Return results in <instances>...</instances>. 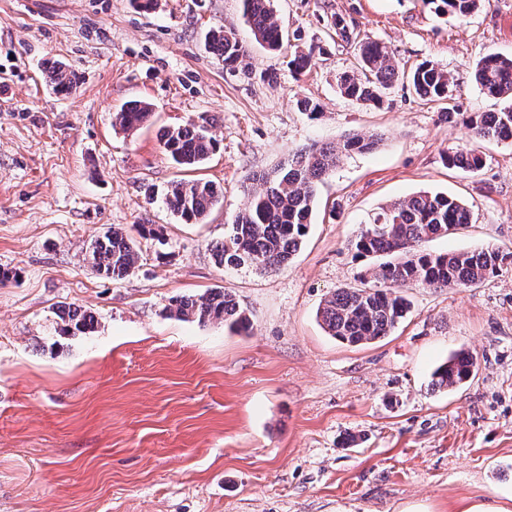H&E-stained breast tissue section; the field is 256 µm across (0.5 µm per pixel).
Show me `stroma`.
Returning a JSON list of instances; mask_svg holds the SVG:
<instances>
[{
  "label": "stroma",
  "mask_w": 512,
  "mask_h": 512,
  "mask_svg": "<svg viewBox=\"0 0 512 512\" xmlns=\"http://www.w3.org/2000/svg\"><path fill=\"white\" fill-rule=\"evenodd\" d=\"M303 43L321 47L305 73L294 42L254 43L239 0H0V512H512V264L467 288L406 289L411 309L363 346L327 335L325 297L373 266L351 245L380 207L416 192L465 200L474 222L429 251H512V142L480 141V172L448 168L468 144L463 115L494 112L473 70L512 56V0L464 21L424 0H274ZM349 25L347 38L328 26ZM234 29L249 66L231 71L207 46ZM364 41L411 69L453 78L446 104L395 83L380 106L340 97L337 74ZM78 79L54 94L46 61ZM277 75L264 82L265 73ZM310 98L317 117L296 102ZM153 106L127 133L112 114ZM207 121L218 150L202 168L224 189L204 223L165 206L182 178L162 128ZM353 132L378 134L320 184L309 233L292 260L258 271L218 266L213 245L244 208V187L289 152ZM120 228L140 252L107 278L85 260L91 238ZM234 291L245 332L168 316L172 296ZM72 304L96 328L59 336ZM463 385L432 373L458 352ZM474 367V358L469 353L456 354L434 370L432 384L439 389L454 388L470 377Z\"/></svg>",
  "instance_id": "35a3bbf8"
}]
</instances>
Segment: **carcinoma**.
Returning <instances> with one entry per match:
<instances>
[{
	"instance_id": "1",
	"label": "carcinoma",
	"mask_w": 512,
	"mask_h": 512,
	"mask_svg": "<svg viewBox=\"0 0 512 512\" xmlns=\"http://www.w3.org/2000/svg\"><path fill=\"white\" fill-rule=\"evenodd\" d=\"M490 0H424L434 13L464 20ZM242 16L254 40L269 50H277L288 33L276 22L272 0H241ZM212 53L224 67H246L248 46L229 29L208 34ZM313 49H296L290 65L294 72L306 71ZM359 71H344L337 87L344 98L365 105H377L385 90L398 79V63L387 48L366 41L358 48ZM49 84L57 95L70 96L77 90L76 75L68 65L55 60L47 68ZM416 94L427 102L448 99L452 77L447 70L428 61L408 75ZM474 78L484 93L500 99L497 112L472 113L464 124L477 140H512V57L497 53L479 59ZM152 107L134 101L112 114V127L127 132L144 124ZM378 135L353 133L336 144H311L288 154L277 169L253 176L246 187V206L237 213L224 235V242L213 249L216 262L223 266L271 268L290 260L303 245L315 207L318 185L328 178L341 158L353 152L374 149ZM160 145L177 165L196 170L218 149L217 140L204 125L187 124L166 128ZM445 164L475 174L483 157L473 150L458 149L444 155ZM224 198L223 189L204 178L180 179L168 187L164 203L186 224L203 222ZM472 222L467 204L440 192L422 191L381 208L361 227L353 241L356 255L379 260L361 286L338 288L319 308L324 330L349 345H364L390 335L409 311L401 290L409 286L462 288L477 285L512 264V251L485 247L466 252L434 253L422 244L455 235ZM140 254L133 240L114 229L96 236L85 250V260L101 275L122 278L136 266ZM169 315L201 324L224 323L239 332L248 329L249 320L232 291L215 288L201 296H176L167 308ZM59 331L80 336L92 331L94 318L74 306L59 311ZM475 367L474 358L456 354L432 373L433 386L454 388L465 382Z\"/></svg>"
}]
</instances>
